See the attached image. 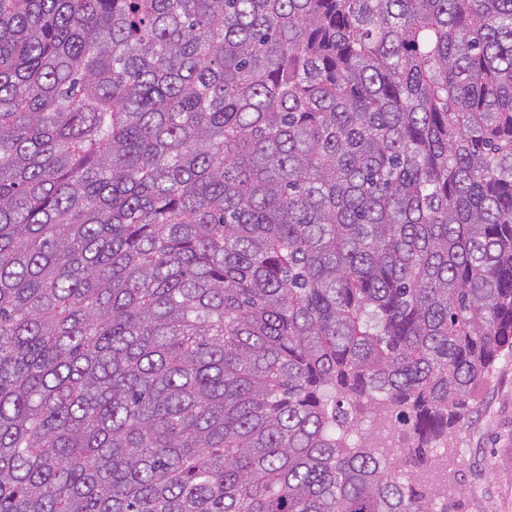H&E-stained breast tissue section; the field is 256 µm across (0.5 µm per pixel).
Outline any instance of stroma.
Returning <instances> with one entry per match:
<instances>
[{"label": "stroma", "instance_id": "obj_1", "mask_svg": "<svg viewBox=\"0 0 512 512\" xmlns=\"http://www.w3.org/2000/svg\"><path fill=\"white\" fill-rule=\"evenodd\" d=\"M447 455L450 512H512V361H500L457 431L428 449Z\"/></svg>", "mask_w": 512, "mask_h": 512}]
</instances>
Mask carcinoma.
I'll return each instance as SVG.
<instances>
[{
    "label": "carcinoma",
    "instance_id": "cac0c4a2",
    "mask_svg": "<svg viewBox=\"0 0 512 512\" xmlns=\"http://www.w3.org/2000/svg\"><path fill=\"white\" fill-rule=\"evenodd\" d=\"M502 357L512 0H0V512H447Z\"/></svg>",
    "mask_w": 512,
    "mask_h": 512
}]
</instances>
